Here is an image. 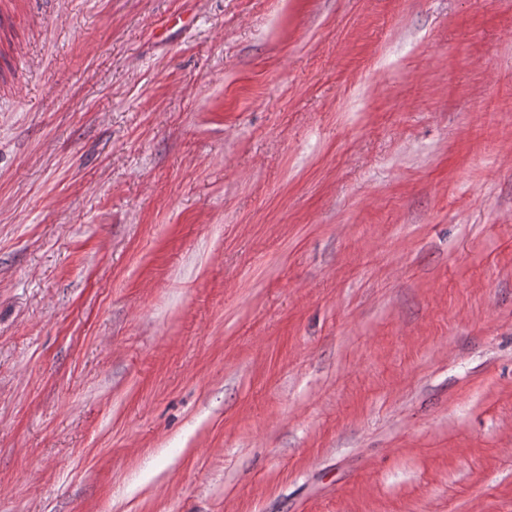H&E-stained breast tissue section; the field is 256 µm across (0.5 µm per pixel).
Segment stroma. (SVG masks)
I'll list each match as a JSON object with an SVG mask.
<instances>
[{
	"label": "stroma",
	"mask_w": 512,
	"mask_h": 512,
	"mask_svg": "<svg viewBox=\"0 0 512 512\" xmlns=\"http://www.w3.org/2000/svg\"><path fill=\"white\" fill-rule=\"evenodd\" d=\"M18 6L0 512H512V0Z\"/></svg>",
	"instance_id": "obj_1"
}]
</instances>
